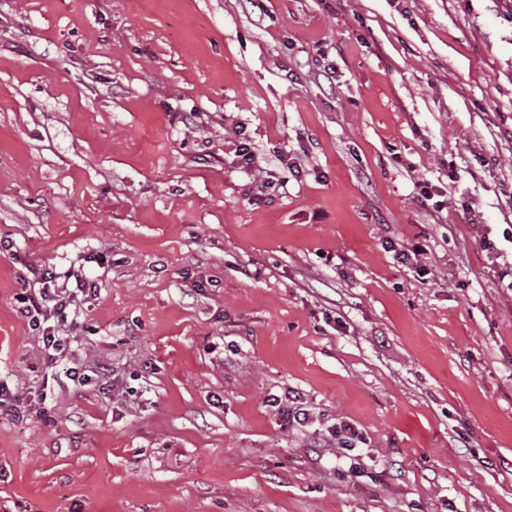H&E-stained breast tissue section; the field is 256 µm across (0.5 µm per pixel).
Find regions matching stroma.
I'll list each match as a JSON object with an SVG mask.
<instances>
[{
	"instance_id": "stroma-1",
	"label": "stroma",
	"mask_w": 512,
	"mask_h": 512,
	"mask_svg": "<svg viewBox=\"0 0 512 512\" xmlns=\"http://www.w3.org/2000/svg\"><path fill=\"white\" fill-rule=\"evenodd\" d=\"M509 231L512 0H0V384L39 265L114 381L0 418V512H512ZM266 402L269 406L276 407L275 410L277 411L279 418L282 420V425L284 427H294L295 424L305 427L312 423L309 411L302 408L301 404H298V402H295L294 400H291V406H285L282 403V399H279L277 396L267 399Z\"/></svg>"
}]
</instances>
